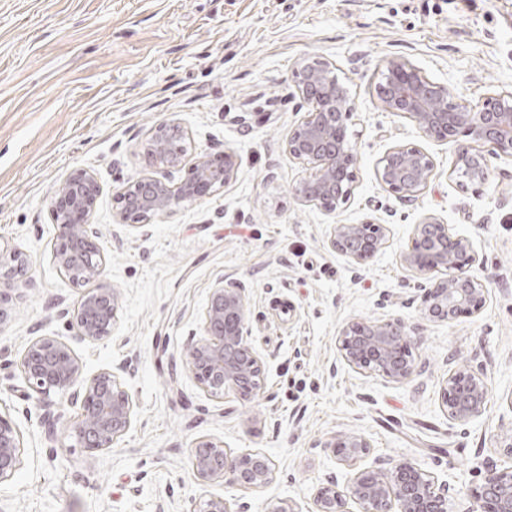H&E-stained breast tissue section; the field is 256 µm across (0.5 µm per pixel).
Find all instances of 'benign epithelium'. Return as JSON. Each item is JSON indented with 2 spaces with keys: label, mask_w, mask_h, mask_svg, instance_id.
Masks as SVG:
<instances>
[{
  "label": "benign epithelium",
  "mask_w": 512,
  "mask_h": 512,
  "mask_svg": "<svg viewBox=\"0 0 512 512\" xmlns=\"http://www.w3.org/2000/svg\"><path fill=\"white\" fill-rule=\"evenodd\" d=\"M378 95L382 107L408 117L422 138L453 146L451 173L485 182L491 160L512 159V92L491 93L473 106L448 87L431 81L410 61L391 57L386 61ZM298 94L311 107L306 119L288 133V154L310 167V175L296 186L304 203L333 214L354 193L356 157L347 138L351 100L332 63L320 57L302 59L296 69ZM183 130L177 121L160 124L145 144L153 165L169 173L183 166L184 147L170 133ZM239 167L238 155L228 149L219 158L203 157L190 165V177L174 187L166 177L143 176L128 181L118 199L116 214L121 226L141 224L173 207L193 201L210 190L231 183ZM434 175L431 156L418 146L396 145L377 163V176L406 202H414ZM101 187L89 171L73 172L55 191L52 210L58 235L52 247L54 262L74 284L99 280L98 287L83 296L73 313V329L84 341L112 335L118 312L119 292L101 281L106 255L95 225L88 216L95 208ZM390 235L386 224L372 220L360 224H332L328 244L356 265L370 261ZM401 264L424 282L421 321L410 324L400 316L384 321H350L339 333V350L345 363L369 369L396 382L410 379L417 367L408 342L423 333L425 323L453 321L463 310L479 312L485 305L488 278L473 273L478 255L471 240L455 234L432 214L413 226L409 245L400 254ZM0 322L7 317L6 304L27 273L28 260L16 251L0 249ZM247 288L239 281L221 283L211 292L202 316L204 338L190 345L183 367L212 396L232 388L248 397L255 391L254 376L261 374V360L247 342ZM29 388L36 394L52 393L80 405L73 427L80 447L98 452L112 447L132 428L135 404L119 372L106 368L90 376L72 347L55 336L34 338L21 356ZM487 398L482 365L455 371L442 387V405L448 416L467 422L483 409ZM330 448L341 465L354 466L365 454V438L353 433L332 436L320 444ZM18 432L0 416V482L14 475L19 464ZM192 473L202 485L230 478L248 489L270 482V459L258 451L233 452L209 440L193 449ZM450 484L435 479L410 464L387 459L359 470L344 487L331 482L314 499V512H447ZM480 497L486 512H512V471L493 464L483 467ZM196 512H236L233 503L219 496L198 502Z\"/></svg>",
  "instance_id": "7a95c632"
}]
</instances>
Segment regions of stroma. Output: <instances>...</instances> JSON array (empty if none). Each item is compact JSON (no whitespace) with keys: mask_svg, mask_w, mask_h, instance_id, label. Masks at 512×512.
<instances>
[{"mask_svg":"<svg viewBox=\"0 0 512 512\" xmlns=\"http://www.w3.org/2000/svg\"><path fill=\"white\" fill-rule=\"evenodd\" d=\"M308 56L336 65L353 106L355 191L331 216L297 198L309 170L286 148L308 111L295 88ZM393 56L473 103L512 91V0H0V244L29 259L0 323V416L21 439L0 512H193L209 496L245 512L281 501L311 512L320 487L352 475L322 446L339 432L367 440L364 465L385 457L448 481V512H482L483 463L512 471L499 446L512 436V160L493 161L482 184L452 175V148L379 102ZM171 120L189 134V158L234 150V180L158 215L147 233L117 225L118 192L158 175L144 144ZM396 145L434 161L412 203L377 178ZM78 169L101 185L89 221L103 279L121 294L111 336L95 342L75 340L68 317L95 281L72 284L52 258L51 197ZM426 214L471 238L474 272L490 279L486 303L412 340L419 370L407 381L351 368L337 340L346 322L421 314L423 282L399 254ZM367 220L391 235L357 266L329 247L328 229ZM231 279L248 289V341L262 361L249 397L210 396L170 367L202 338L212 289ZM40 333L70 343L85 374L123 367L136 420L112 448H80L79 406L29 389L20 358ZM474 356L487 401L455 421L440 388ZM48 409L61 414L51 434L40 424ZM201 439L266 453L272 480L257 490L198 485L191 454Z\"/></svg>","mask_w":512,"mask_h":512,"instance_id":"1","label":"stroma"}]
</instances>
